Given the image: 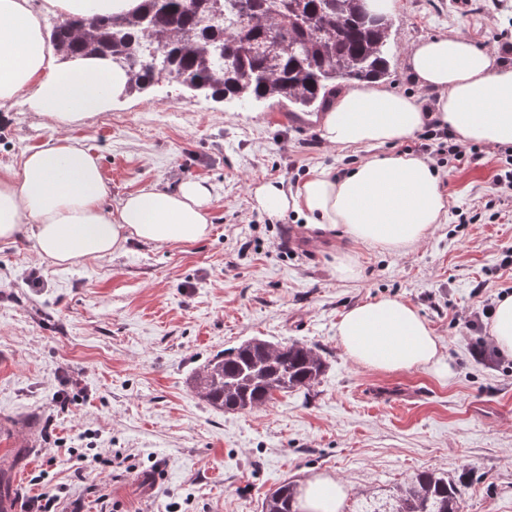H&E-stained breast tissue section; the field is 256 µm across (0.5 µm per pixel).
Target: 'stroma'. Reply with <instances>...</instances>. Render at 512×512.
Returning <instances> with one entry per match:
<instances>
[{"label": "stroma", "mask_w": 512, "mask_h": 512, "mask_svg": "<svg viewBox=\"0 0 512 512\" xmlns=\"http://www.w3.org/2000/svg\"><path fill=\"white\" fill-rule=\"evenodd\" d=\"M396 92L427 99L405 63L412 44L457 35L512 62V0H388ZM274 100H219L161 82L123 95L111 111L68 125L17 102L0 119V169L67 138L97 156L110 200L153 185L199 181L213 192L211 230L198 243L127 242L111 256L55 265L20 236L0 242V463L14 439L29 453L12 473L14 498L60 492V512H262L282 483L313 474L342 482L343 512L385 500L417 473L465 481L460 512H512V355L488 330L465 329L484 300L512 294V189L497 185L503 148L438 167L449 213L411 253L353 242L288 213H258L251 189L290 187L300 170L343 171L364 149L319 144V116L277 121ZM469 211L458 223L455 208ZM311 251L289 249L287 231ZM361 276L337 280L338 251ZM38 269L39 281L27 280ZM410 302L439 338L450 373H384L357 366L336 325L380 295ZM260 337L321 349L326 367L309 392L251 412L198 396L196 372L224 349ZM80 404L60 410L69 380ZM122 454V468L80 472L72 451Z\"/></svg>", "instance_id": "obj_1"}]
</instances>
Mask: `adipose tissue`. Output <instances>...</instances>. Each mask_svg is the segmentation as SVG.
<instances>
[{"label":"adipose tissue","instance_id":"1","mask_svg":"<svg viewBox=\"0 0 512 512\" xmlns=\"http://www.w3.org/2000/svg\"><path fill=\"white\" fill-rule=\"evenodd\" d=\"M139 0H0V110L25 97L30 109L61 124L110 111L127 83L104 58L57 65L40 17H82L133 9ZM416 83L436 92L434 116L464 143L512 145V66L460 36L413 44L407 57ZM426 115L418 98L366 81L338 94L319 120L333 148L396 145L413 137ZM257 210L294 211L306 224L343 228L349 239L405 254L446 214L448 200L428 160L404 153L374 157L343 176L312 170L293 190L268 181L252 190ZM97 157L59 138L29 150L19 170L0 172V240L30 233L40 259L71 264L103 258L132 239L195 243L210 233L212 194L188 181L174 190L146 186L107 206ZM337 336L358 365L385 372L448 371L429 323L410 303L383 296L348 309ZM347 490L329 476L307 478L298 512H342Z\"/></svg>","mask_w":512,"mask_h":512}]
</instances>
